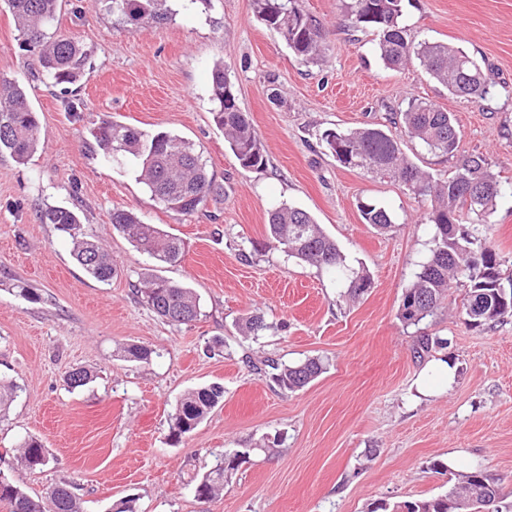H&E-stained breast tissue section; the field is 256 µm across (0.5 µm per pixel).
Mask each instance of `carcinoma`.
<instances>
[{"mask_svg": "<svg viewBox=\"0 0 512 512\" xmlns=\"http://www.w3.org/2000/svg\"><path fill=\"white\" fill-rule=\"evenodd\" d=\"M23 43L40 51L43 67L57 84H72L80 76L86 54L73 37L50 32L58 0H6ZM165 0H112V12L132 27H143L168 19L160 9ZM258 18L278 31L292 52L309 63L325 51L326 31L310 16L304 0H255ZM342 7L355 28L376 35V50L383 65L392 70L416 59L432 78L463 98L486 100L489 78L472 57L438 42L414 43L407 38L403 23L404 0H342ZM212 99L217 104L215 119L224 128V140L245 170L266 165L267 159L249 115L237 105L233 86L218 63L212 73ZM405 135L427 151L455 156L461 132L452 113L434 104L413 99L400 113ZM103 155L128 157L138 180L151 196L167 209L190 214L218 195L205 164L193 144L175 135L148 134L137 128L104 122L92 132ZM323 139L347 168L365 170L383 182L403 185L417 198L430 202L427 220L434 226L433 246L415 281L402 293L399 319L407 326L418 325L445 299L451 285L463 282L468 293L466 321L477 328L512 316V275L503 276L502 260L490 240L487 218L495 211L505 191L486 160L462 156L455 171L436 180L410 161L401 142L376 127L328 130ZM38 122L25 90L15 80L0 79V152L7 151L17 162L25 161L36 149ZM364 223L379 229L393 224L392 214L374 199L358 201ZM49 223L72 241L77 263L93 279L108 282L116 272L112 255L98 239L83 231L77 214L54 207L45 213ZM111 224L140 253L158 264L183 261L181 241L154 224L143 222L135 213L112 210ZM270 239L289 256L318 269L341 275L348 282V294L359 296L371 288L370 276L344 265L336 242L312 215L300 208L279 206L268 217ZM144 302L159 317L182 325L202 316L200 298L190 288L163 277L150 276L138 289ZM238 328L245 336H258L267 329L264 315L255 311L243 317ZM272 379L282 389L300 390L324 372L318 358L286 365L268 360ZM224 399V387L214 383L184 394L169 423V437L178 442L193 432L207 414ZM24 463L31 469L48 465L49 458L35 440L20 443ZM237 466L213 464L202 475L190 477L197 500L215 498L229 482ZM471 502L469 512H501L500 491L481 470L461 476L447 494L426 499H406L381 505L384 512H459ZM0 504L7 512H83L79 498L66 480L55 483L43 498H33L9 478L0 475Z\"/></svg>", "mask_w": 512, "mask_h": 512, "instance_id": "cac0c4a2", "label": "carcinoma"}]
</instances>
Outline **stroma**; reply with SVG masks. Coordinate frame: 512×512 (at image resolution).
Listing matches in <instances>:
<instances>
[{
    "label": "stroma",
    "mask_w": 512,
    "mask_h": 512,
    "mask_svg": "<svg viewBox=\"0 0 512 512\" xmlns=\"http://www.w3.org/2000/svg\"><path fill=\"white\" fill-rule=\"evenodd\" d=\"M327 31L325 56L296 58L261 22L254 0H166L168 20L130 28L105 0H62L53 32L89 54L81 80L55 84L26 50L0 0V78L18 80L39 126L25 163L0 154V377L17 393L0 412V474L31 496L68 480L84 512H109L124 497L138 512H372L382 502L446 494L459 474L484 470L512 512V316L473 328L465 284L450 288L419 325L399 319L402 291L427 259L426 203L403 186L339 165L329 129H390L411 99L455 115L461 148L483 155L512 187V0H408L414 42H443L476 59L492 82L484 101L451 95L419 65L385 68L372 33L353 31L341 0H305ZM223 62L239 108L265 150L263 168L242 169L213 118L212 69ZM116 122L194 143L220 197L194 213L166 209L124 157L105 160L91 132ZM393 215L380 230L358 200ZM311 213L346 264L372 279L362 296L346 282L288 256L269 240L270 210ZM75 211L112 254L116 275L89 277L71 244L41 214ZM133 210L184 243L176 266L155 265L113 232V208ZM193 288L203 314L166 322L136 295L144 272ZM261 311L258 337L239 318ZM428 353L417 354L420 335ZM147 345V363L123 348ZM456 365L446 391L420 395L427 364ZM317 357L324 372L303 389H280L264 360ZM90 382L68 388V371ZM213 383L224 400L179 443L170 416L186 392ZM38 439L51 462L29 469L16 446ZM279 440L277 454L256 445ZM252 454L213 500L187 478L216 456Z\"/></svg>",
    "instance_id": "1"
}]
</instances>
